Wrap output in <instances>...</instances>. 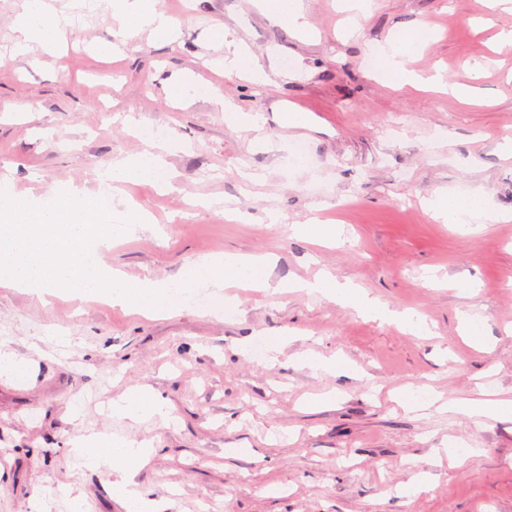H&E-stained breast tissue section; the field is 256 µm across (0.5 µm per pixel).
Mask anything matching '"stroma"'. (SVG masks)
Instances as JSON below:
<instances>
[{
    "instance_id": "stroma-1",
    "label": "stroma",
    "mask_w": 512,
    "mask_h": 512,
    "mask_svg": "<svg viewBox=\"0 0 512 512\" xmlns=\"http://www.w3.org/2000/svg\"><path fill=\"white\" fill-rule=\"evenodd\" d=\"M70 19L60 56L13 57V17L26 0H0V175L16 194L47 197L97 186L112 162L151 150L138 126L172 147L170 189L140 180L114 187L153 217L99 253L104 269L163 283L195 260L226 252L268 254L271 283L337 280L365 288L391 309L425 316L431 333L366 318L304 291L244 292L235 311L174 307L146 315L56 288L40 300L0 286V350L27 374L0 375V512H126L111 494L117 472L79 467L72 440L93 433L149 441L138 481L163 512H512V417H470L453 399H512V11L481 17L480 0H373L345 29L342 0H303L300 37L252 0H158L177 39L126 38L106 0H51ZM484 26H476L477 18ZM426 25L430 41L412 66L468 80L482 63L475 99L394 89L378 81L369 50L399 29ZM226 29L273 70L266 82L218 71L215 33ZM117 45L103 56L100 45ZM190 76L185 100L165 80ZM260 117L241 130L224 104ZM298 111L290 127L283 113ZM304 143L305 165L289 149ZM480 193L494 222L461 232L423 203L439 192ZM246 213L228 220L226 207ZM283 216L280 224L268 213ZM318 218L344 239L322 247L291 227ZM473 291H465L466 283ZM481 325L473 347L461 315ZM284 336L277 362L241 355L242 342ZM338 355L328 374L302 356ZM426 385L434 404L397 398ZM149 388L171 419L119 418L112 402ZM468 443L465 462L434 449ZM433 483L401 488L420 470Z\"/></svg>"
}]
</instances>
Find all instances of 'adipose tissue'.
<instances>
[{"mask_svg":"<svg viewBox=\"0 0 512 512\" xmlns=\"http://www.w3.org/2000/svg\"><path fill=\"white\" fill-rule=\"evenodd\" d=\"M108 4L128 34L134 36L146 30L159 39L172 38L174 24L156 8L154 0H108ZM68 23L67 17L50 12L45 0H28L24 13L11 23L16 53L24 54L33 42L46 50H54L61 43ZM219 38L225 47L224 58L220 62L225 74L252 80L266 79L267 74L257 56L241 40L230 37L225 30L220 32ZM429 39L427 28L421 26L400 31L385 44L375 46L370 56L376 78L393 86H427L443 90L440 75L425 77L408 66L411 57L422 51ZM426 210L433 219L462 228L483 223L486 219L481 197L477 194L463 199L455 194L439 193L427 202ZM289 287L316 292L364 316L397 323L414 336H424L429 332L426 320L420 315L390 310L365 289L351 282L338 281L328 272L312 281L290 282ZM112 411L132 418L144 415L163 421L169 418L167 405L147 389L133 390L113 401ZM73 448L81 466L89 469L107 467L119 472L120 478L113 483L112 492L123 502L127 512H157V504L137 481L138 474L154 453L151 443L115 441L104 435H91L76 440Z\"/></svg>","mask_w":512,"mask_h":512,"instance_id":"obj_1","label":"adipose tissue"}]
</instances>
